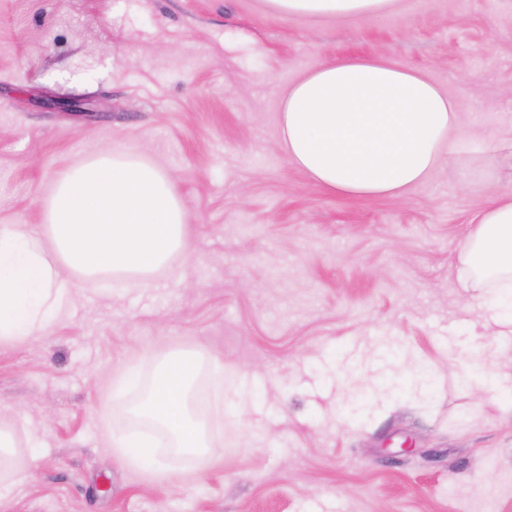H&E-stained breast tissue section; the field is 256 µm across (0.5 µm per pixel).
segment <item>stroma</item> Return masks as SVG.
Returning <instances> with one entry per match:
<instances>
[{
    "instance_id": "stroma-1",
    "label": "stroma",
    "mask_w": 512,
    "mask_h": 512,
    "mask_svg": "<svg viewBox=\"0 0 512 512\" xmlns=\"http://www.w3.org/2000/svg\"><path fill=\"white\" fill-rule=\"evenodd\" d=\"M372 57L476 100L463 125L512 150V0L329 21L261 0H0V225L43 223L53 182L111 146L163 166L191 215L189 251L148 287L87 283L0 347V422L27 474L0 512H469L485 496L512 512V397L465 370L481 344L511 376L512 335L459 284L470 221L512 167L452 161L402 199L358 198L277 146L289 85ZM172 350L224 364L222 384L196 382L222 409L212 452L121 463L109 437L148 432L127 407Z\"/></svg>"
}]
</instances>
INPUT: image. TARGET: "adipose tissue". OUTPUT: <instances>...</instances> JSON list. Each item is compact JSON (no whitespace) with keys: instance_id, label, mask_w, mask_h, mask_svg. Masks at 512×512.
I'll use <instances>...</instances> for the list:
<instances>
[{"instance_id":"1","label":"adipose tissue","mask_w":512,"mask_h":512,"mask_svg":"<svg viewBox=\"0 0 512 512\" xmlns=\"http://www.w3.org/2000/svg\"><path fill=\"white\" fill-rule=\"evenodd\" d=\"M285 18L346 20L396 12L399 0H261ZM467 103L423 74L382 57L316 64L283 97L281 143L325 191L398 198L443 161L496 152L461 123ZM190 216L169 172L106 148L57 180L44 222L0 225V346L28 341L73 305L72 280L120 275L136 287L189 248ZM461 262L473 284L490 289L482 306L512 326V193L472 218ZM221 378L217 361L194 351L158 363L133 414L152 432L116 437L113 448L201 459L210 451L195 393L201 368Z\"/></svg>"}]
</instances>
